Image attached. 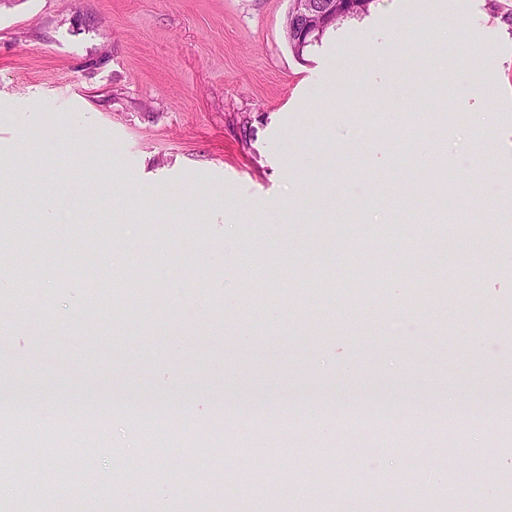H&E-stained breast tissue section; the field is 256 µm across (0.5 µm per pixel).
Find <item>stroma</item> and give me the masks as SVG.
I'll list each match as a JSON object with an SVG mask.
<instances>
[{
    "label": "stroma",
    "mask_w": 512,
    "mask_h": 512,
    "mask_svg": "<svg viewBox=\"0 0 512 512\" xmlns=\"http://www.w3.org/2000/svg\"><path fill=\"white\" fill-rule=\"evenodd\" d=\"M290 8L0 0V210L28 241L0 248V284L31 289L0 303V403L34 411L36 451L55 406L103 408L87 483L43 456L50 497L0 432V512L499 501L482 452L512 473V431L492 426L512 408V0H372L300 58ZM463 64L495 99L459 93ZM139 400L162 410L151 446ZM373 403L458 421L407 446L350 431ZM244 405L322 423L258 449ZM172 433L204 472L170 457Z\"/></svg>",
    "instance_id": "stroma-1"
}]
</instances>
